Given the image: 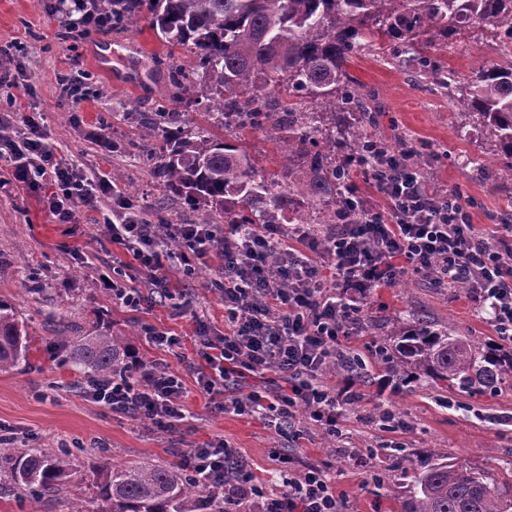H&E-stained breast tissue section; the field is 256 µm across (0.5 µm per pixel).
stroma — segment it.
Returning <instances> with one entry per match:
<instances>
[{
  "mask_svg": "<svg viewBox=\"0 0 512 512\" xmlns=\"http://www.w3.org/2000/svg\"><path fill=\"white\" fill-rule=\"evenodd\" d=\"M51 0H0V79L19 77L32 87L14 120L34 115L43 142L78 173L114 177L119 191L133 189L135 209L153 223H193L197 212L172 197L153 175L152 166L135 156L132 145L140 130L134 112H152L157 95L169 88L164 63L166 46L156 38L149 18L134 30H89L79 42L66 34L61 13ZM433 57L460 77L469 79L477 62H500L498 41L480 29L434 50ZM417 61L403 58L402 47L388 43L377 51L352 53L345 64L361 86L375 116L367 132L375 138L411 139L425 162L424 176L457 195L476 231L492 236L512 214V180L487 173L495 158L487 133L460 131V121L447 92L415 76ZM84 93L80 106L69 100L70 82ZM51 192L8 183L0 188V298L13 302L28 323L29 366L0 372V429L12 432L16 448L62 450L80 443L66 488L36 502L19 499L8 479L0 480V512H73L74 498L92 500L93 471L100 462H148L180 465L193 449L224 440L264 481L286 484L287 471L273 456L280 449L299 465L323 468L343 501L345 512H395L409 478L389 467L392 449L419 457L500 475L512 460V386L494 393L467 395L449 388H431L419 380L399 381L381 361L388 346L389 318L424 319L454 327L458 334L512 352V341L500 336L473 293L427 280H408L388 288L349 294L361 309L356 333L347 340L362 364L359 375L328 376V385L352 384L355 398L340 409V444H329L305 408L296 411L299 437L284 436L251 416L219 413L197 387L186 363L195 361V318L204 316L214 332L224 330V304L211 284L221 276V262L211 258L191 274L172 279V298L156 299L133 309L112 298L113 262L127 277L136 262L106 233L88 234L85 223L61 224L46 210ZM41 290H32L33 277ZM194 304L185 307L183 295ZM130 335L143 363L163 358L149 344L144 330L152 326L182 338L181 358H169L181 372L188 395L185 419L170 432L151 421L132 419L86 401L75 391L82 371L67 359L68 338L90 333L97 322ZM398 419L394 430H381V412Z\"/></svg>",
  "mask_w": 512,
  "mask_h": 512,
  "instance_id": "35a3bbf8",
  "label": "stroma"
}]
</instances>
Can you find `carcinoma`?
<instances>
[{"mask_svg": "<svg viewBox=\"0 0 512 512\" xmlns=\"http://www.w3.org/2000/svg\"><path fill=\"white\" fill-rule=\"evenodd\" d=\"M112 26L130 28L144 14L165 46H185L191 63L169 57L175 92L165 96L136 147L154 161L163 186L190 206L204 205L201 224H336L345 201L358 195L345 155L410 163L408 143L375 140L365 130L370 109L344 66L349 54L402 43L420 75L448 91L461 127H480L495 140L499 169L512 177V0H91ZM484 24L511 59L478 68L462 84L456 71L432 58L474 25ZM205 109V125H191L182 104ZM264 133L277 150L265 172L244 145ZM394 344L382 348L392 372L469 393L512 382V353H499L448 327L424 320H392ZM29 332L13 303L0 299V371L28 363ZM81 368L103 376L123 373L129 341L103 323L72 343ZM73 462L49 448L0 452V473L19 496L62 489ZM392 467L411 478L398 512H512V461L505 477L441 459L396 454ZM102 512H200L202 496L181 468L103 465L93 472Z\"/></svg>", "mask_w": 512, "mask_h": 512, "instance_id": "1", "label": "carcinoma"}]
</instances>
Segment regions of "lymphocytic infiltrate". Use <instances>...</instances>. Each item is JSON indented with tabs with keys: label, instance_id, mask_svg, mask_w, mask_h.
<instances>
[{
	"label": "lymphocytic infiltrate",
	"instance_id": "obj_1",
	"mask_svg": "<svg viewBox=\"0 0 512 512\" xmlns=\"http://www.w3.org/2000/svg\"><path fill=\"white\" fill-rule=\"evenodd\" d=\"M17 139L0 142V160L14 162L12 177L31 187L52 186L45 204L62 222L98 210L112 193L107 176L96 184L63 167L40 140L35 117L23 120ZM388 211L365 210L354 224L333 225L325 243L310 229L296 237L301 248L283 243L278 228L256 226L243 233L236 224L150 223L128 201H120L115 223L105 229L113 243L137 261L138 286L116 287L113 299L137 307L150 295L168 293L164 264L177 256L184 270L219 257L222 278L215 287L224 304V331L197 323L196 383L212 410L257 416L284 431L293 430L298 407L308 409L323 432L338 431L339 396L322 375L330 362L347 360L344 337L359 321V309L338 297L341 288H387L403 277L433 279L435 284H469L500 335L512 339V225L498 236L477 233L459 198L430 187L420 176L394 171L379 183ZM182 247L170 252L169 240ZM280 245V273L288 289L275 288L265 260ZM328 266L313 260L315 252ZM271 374L270 387L239 399L231 385L253 375ZM81 396L112 412L150 420L162 429L182 421L187 389L168 364L131 363L122 380L85 378ZM197 487L222 495L229 512H341L342 502L324 470L305 468L281 490L257 482L246 461L224 441L194 449L183 461Z\"/></svg>",
	"mask_w": 512,
	"mask_h": 512
}]
</instances>
